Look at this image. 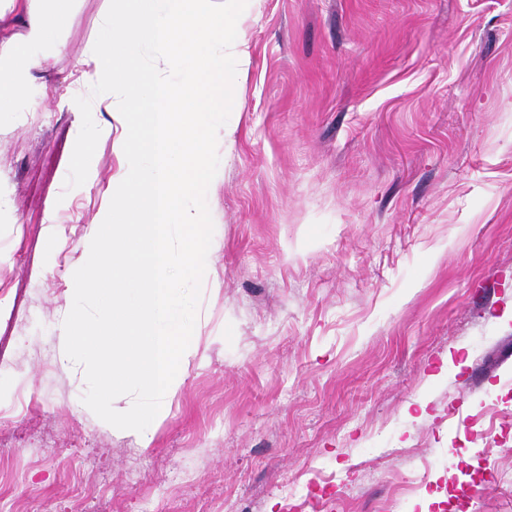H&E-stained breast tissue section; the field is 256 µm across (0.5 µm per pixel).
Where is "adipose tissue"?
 Segmentation results:
<instances>
[{"label":"adipose tissue","mask_w":512,"mask_h":512,"mask_svg":"<svg viewBox=\"0 0 512 512\" xmlns=\"http://www.w3.org/2000/svg\"><path fill=\"white\" fill-rule=\"evenodd\" d=\"M77 0H0V103H24L59 51L58 24Z\"/></svg>","instance_id":"1"}]
</instances>
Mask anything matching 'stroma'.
Segmentation results:
<instances>
[{
    "mask_svg": "<svg viewBox=\"0 0 512 512\" xmlns=\"http://www.w3.org/2000/svg\"><path fill=\"white\" fill-rule=\"evenodd\" d=\"M103 4L0 114V512H442L483 455L468 512H512V0H248L197 359L146 444L56 360L117 170L103 140L65 187Z\"/></svg>",
    "mask_w": 512,
    "mask_h": 512,
    "instance_id": "1",
    "label": "stroma"
}]
</instances>
